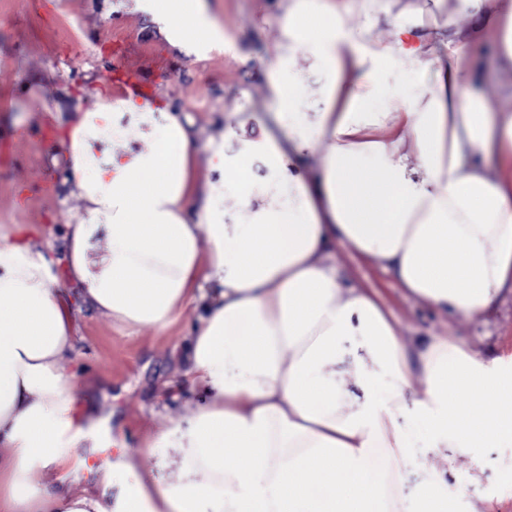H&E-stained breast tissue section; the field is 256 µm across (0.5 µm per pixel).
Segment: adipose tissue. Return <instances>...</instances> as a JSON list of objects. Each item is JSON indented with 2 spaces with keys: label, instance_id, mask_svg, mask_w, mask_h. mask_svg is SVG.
<instances>
[{
  "label": "adipose tissue",
  "instance_id": "adipose-tissue-1",
  "mask_svg": "<svg viewBox=\"0 0 512 512\" xmlns=\"http://www.w3.org/2000/svg\"><path fill=\"white\" fill-rule=\"evenodd\" d=\"M187 54L229 39L207 0H132ZM282 40L267 77L268 124L228 152L209 138L210 169L251 220L228 229L194 172L189 117L161 94L96 88L64 123L72 193L84 218L65 230L61 263L82 300L113 325L163 331L198 312L181 345L182 386L202 402L177 437L183 480L143 471L125 449L95 471L100 492L54 497L31 476L78 478L75 450L101 424L76 415L61 360L75 330L52 263L0 233V512H460L439 477L407 491L409 432L440 452L512 446V365L454 338L411 356L393 314L344 287L326 253L340 245L392 270L435 309L475 318L512 283V84L500 103L471 64L490 46L512 71V0H281ZM357 15L359 26L347 25ZM472 19L458 25V16ZM390 38H380L383 28ZM307 53L327 77L311 133L290 121L285 74ZM409 64L427 77L406 93L381 74ZM155 145L100 157L125 117ZM320 152L316 169L300 162ZM287 183V203H259L255 160ZM108 241L99 250V238ZM356 339L352 392L336 380Z\"/></svg>",
  "mask_w": 512,
  "mask_h": 512
}]
</instances>
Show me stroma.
<instances>
[{"label":"stroma","instance_id":"stroma-1","mask_svg":"<svg viewBox=\"0 0 512 512\" xmlns=\"http://www.w3.org/2000/svg\"><path fill=\"white\" fill-rule=\"evenodd\" d=\"M212 9L232 44L198 58L170 45L149 15L121 7L120 0H0V231L23 227L47 258L61 257L65 227L82 218L83 204L63 183L69 147L47 125L48 113L72 112L100 82H121L127 68L138 69L148 91H162L174 111L191 117L197 142L223 131L229 113L239 111L251 115L245 138L258 137L267 70L281 40L274 20L279 0H212ZM290 79L301 127L309 129L323 107V79L304 55ZM21 81L33 97L19 98ZM196 174L211 184L225 223H247V211L211 171L206 153L197 155ZM329 261L345 286L376 291L410 352L435 337L454 336L487 360L512 361L511 287L472 319L439 313L406 296L393 272L344 247H336ZM63 299L72 310L76 342L61 364L74 376L79 411L111 417L143 470L178 481L179 449L146 456L142 447L148 436L186 427L197 411V393H169L183 376L180 344L195 310L187 309L166 331L131 334L83 305L73 289ZM401 468L412 485L441 474L462 512H512V447L476 448L446 460L412 435Z\"/></svg>","mask_w":512,"mask_h":512}]
</instances>
